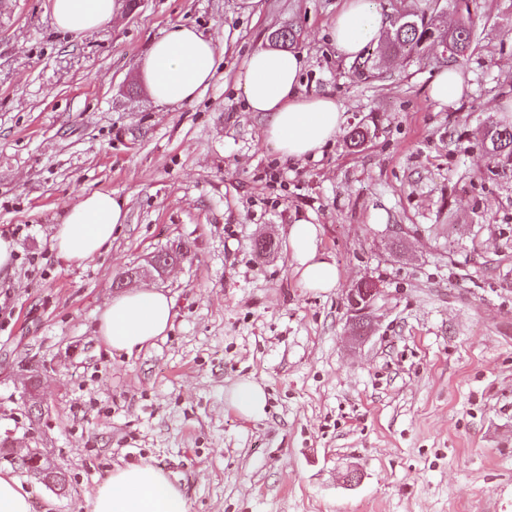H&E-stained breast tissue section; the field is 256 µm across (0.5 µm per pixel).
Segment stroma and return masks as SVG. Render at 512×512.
<instances>
[{
	"label": "stroma",
	"instance_id": "35a3bbf8",
	"mask_svg": "<svg viewBox=\"0 0 512 512\" xmlns=\"http://www.w3.org/2000/svg\"><path fill=\"white\" fill-rule=\"evenodd\" d=\"M343 3L123 0L111 24L74 35L50 0H0V235L32 227L0 282V435L15 442L0 470L36 512H73L139 461L179 484L188 512H512V159L484 137L512 127V0H476L478 48L456 61L467 89L448 105L429 95L444 66L430 40L397 55L370 42L352 74L332 43ZM376 6L390 25L456 23L453 0ZM175 23L220 59L197 99L158 106L139 65ZM288 25L303 92L346 114L336 141L298 162L266 142L237 85ZM95 190L119 195L125 223L92 260L56 257V224ZM301 217L339 270L333 289L295 269ZM261 236L271 253L255 251ZM179 242L188 258L147 279L174 300L172 330L113 352L98 325L120 279ZM363 280L380 294L355 344L347 297ZM245 378L268 394L257 420L227 402ZM31 448L63 468L65 491L26 472Z\"/></svg>",
	"mask_w": 512,
	"mask_h": 512
}]
</instances>
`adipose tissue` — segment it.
<instances>
[{"label":"adipose tissue","instance_id":"ef3b65f1","mask_svg":"<svg viewBox=\"0 0 512 512\" xmlns=\"http://www.w3.org/2000/svg\"><path fill=\"white\" fill-rule=\"evenodd\" d=\"M118 9L117 0H51L54 24L74 34L110 24ZM384 28L374 0H345L333 23L336 48L346 58H356L366 44L380 40ZM217 65L213 40L193 27L174 24L153 42L140 76L151 99L167 106L193 101L212 82ZM304 67V57L296 51L260 46L247 57L237 79L248 110L260 115L265 140L288 160L319 155L346 121L330 94L301 92ZM125 219L117 196L91 192L56 226L53 247L69 260L92 258L111 244L113 231ZM317 236V226L302 218L289 233L303 284L328 290L336 286L339 271L335 262L318 255ZM174 317L168 294L135 286L112 297L100 317L99 333L112 350L131 355L167 335ZM80 512H188V504L164 471L148 463H127L112 470Z\"/></svg>","mask_w":512,"mask_h":512}]
</instances>
